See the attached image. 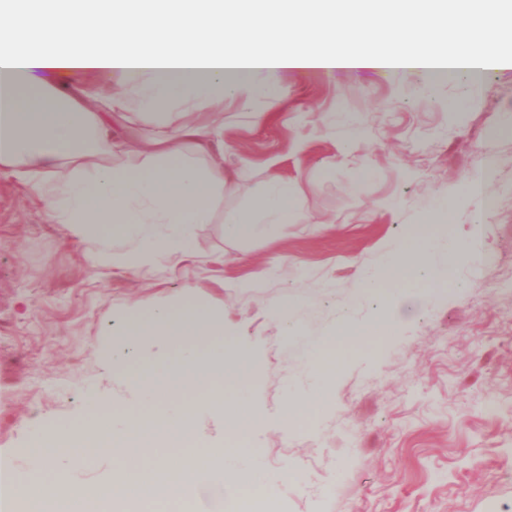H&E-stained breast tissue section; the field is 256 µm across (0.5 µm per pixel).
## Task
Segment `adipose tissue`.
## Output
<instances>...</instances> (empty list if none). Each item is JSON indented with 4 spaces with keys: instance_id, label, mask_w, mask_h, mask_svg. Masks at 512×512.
I'll use <instances>...</instances> for the list:
<instances>
[{
    "instance_id": "1",
    "label": "adipose tissue",
    "mask_w": 512,
    "mask_h": 512,
    "mask_svg": "<svg viewBox=\"0 0 512 512\" xmlns=\"http://www.w3.org/2000/svg\"><path fill=\"white\" fill-rule=\"evenodd\" d=\"M272 33L244 52L249 36ZM341 36L328 51L326 37ZM512 6L506 0H0V173L27 186L67 238L94 237L98 267L134 271L194 255L193 228L212 223L215 202L244 178L224 164V99L263 75L266 96L279 74L373 69L383 73L479 78L507 65ZM109 79L91 87L85 75ZM457 246L433 220L408 229L381 273L364 287L426 301L422 267ZM135 357L113 352L110 367L136 396L167 403L158 418L126 416L100 404L92 424L42 443L41 467L10 479L14 503H91L114 494L154 503L179 500L202 464L221 476L224 441L169 464L158 434L197 435L196 416L231 412L230 400L194 396L197 387L240 376L247 349L224 351L220 313L183 304L136 324ZM113 455L124 468L111 486L75 488L77 448Z\"/></svg>"
}]
</instances>
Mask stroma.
Instances as JSON below:
<instances>
[{
    "label": "stroma",
    "instance_id": "1",
    "mask_svg": "<svg viewBox=\"0 0 512 512\" xmlns=\"http://www.w3.org/2000/svg\"><path fill=\"white\" fill-rule=\"evenodd\" d=\"M224 150L248 178L196 225L195 262L145 277L93 267L94 241L70 244L0 174V454L35 472L28 448L86 422L93 394L139 413L100 356L110 325L188 293L223 313L226 348L253 350L228 390L233 423L205 410L197 423L249 430L253 450L224 468L255 512H512V67L287 72L276 96L225 98ZM274 177L302 187L287 223L225 239ZM447 204L449 235L478 254L459 255L451 282L378 339L320 348L343 320L392 312L364 276ZM323 362L319 390L308 374Z\"/></svg>",
    "mask_w": 512,
    "mask_h": 512
}]
</instances>
